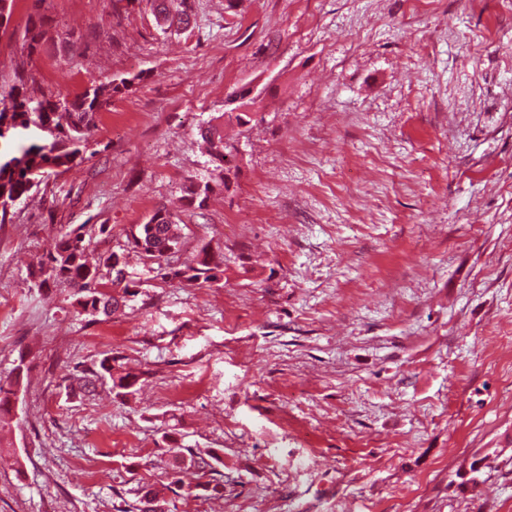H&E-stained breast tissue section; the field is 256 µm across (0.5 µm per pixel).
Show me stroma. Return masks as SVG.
Listing matches in <instances>:
<instances>
[{"mask_svg":"<svg viewBox=\"0 0 512 512\" xmlns=\"http://www.w3.org/2000/svg\"><path fill=\"white\" fill-rule=\"evenodd\" d=\"M166 30L151 0H14L0 81L73 98L127 80L83 161L0 224V512H512V0H192ZM51 25L28 55L30 15ZM253 86L248 132L223 119ZM240 172L225 185L200 127ZM209 184L183 205L189 181ZM167 208L179 267L123 312H76L30 266L68 224L127 230ZM135 397L73 384L106 354ZM218 451V473H188ZM479 470H471L473 461ZM199 134L201 139L208 142L210 145L211 162L215 164L217 169H224V183L225 185H228L225 173L231 170L230 165L232 164L236 154L235 146L227 143L225 139H223V135L219 127L216 125L200 127Z\"/></svg>","mask_w":512,"mask_h":512,"instance_id":"stroma-1","label":"stroma"}]
</instances>
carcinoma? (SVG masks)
Listing matches in <instances>:
<instances>
[{"label": "carcinoma", "instance_id": "1", "mask_svg": "<svg viewBox=\"0 0 512 512\" xmlns=\"http://www.w3.org/2000/svg\"><path fill=\"white\" fill-rule=\"evenodd\" d=\"M156 14L175 9L190 14V0H157ZM47 17L31 20L23 36V47L28 54L41 50ZM29 75L17 68L7 85L0 84V103L9 98L26 108L24 112H0V121H9L11 130L0 133V224L5 222L8 207L30 195L54 170L45 167L49 160L67 159L80 154L96 126L97 112L118 92L110 81L72 99L52 96L35 99L27 94ZM202 140L210 145V158L215 167L231 170L236 148L223 139L216 125L200 127ZM211 192L210 185L189 183L183 189L189 206L203 207ZM130 249L154 261L156 277L167 280L179 278L191 284H217L224 270L214 253L204 246L191 263L179 268L162 265L168 256L183 246V238L173 216L159 223L148 221L137 224L126 235ZM91 241L86 239V225H69L59 230L53 247L45 255L38 269L30 272L33 286L40 288L48 282L70 290L73 306L78 313L109 317L126 306L128 298L138 294L140 281L126 276L125 253L107 249L89 262L87 252ZM118 357L105 355L97 364L76 369L73 380L83 388H95L99 380L109 383V391L119 398H127L137 391L138 377L116 365ZM14 390L0 386V428L13 421L12 396Z\"/></svg>", "mask_w": 512, "mask_h": 512}]
</instances>
